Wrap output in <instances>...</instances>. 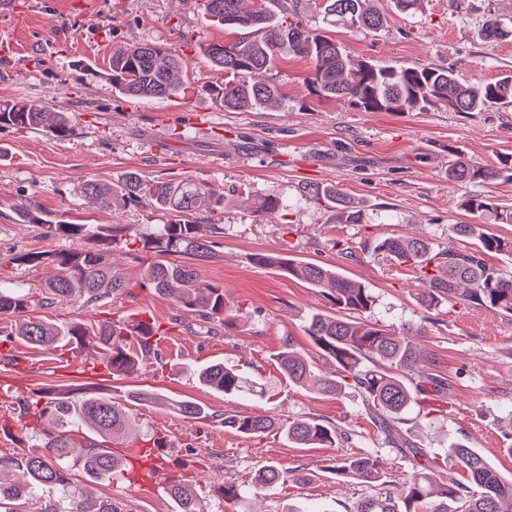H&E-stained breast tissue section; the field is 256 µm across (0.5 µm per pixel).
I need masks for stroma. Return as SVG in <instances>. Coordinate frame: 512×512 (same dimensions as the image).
<instances>
[{
	"mask_svg": "<svg viewBox=\"0 0 512 512\" xmlns=\"http://www.w3.org/2000/svg\"><path fill=\"white\" fill-rule=\"evenodd\" d=\"M386 23L374 32L343 26L326 29L355 58L394 66L450 68L465 81L489 82L512 75V39L484 40L488 18L512 21V0H420L415 11H399L394 0H377ZM241 29L202 16L196 0H0V101L22 100L50 112H63L76 136L58 139L48 130L0 126V285L40 292L57 270L48 263L13 265L19 252L71 249V240L51 235L48 223L65 220L93 227L120 224L127 239L109 261L129 288L87 305L74 298L34 309V318L61 325H88L142 315L164 326L158 359L137 372L115 376L106 369L89 375L91 348L57 355L15 340L19 366L0 361V379L11 395L0 394V416L11 414L12 396H34L56 388L74 398L98 394L126 405L138 423L139 438L158 433L176 450L169 458L179 471L188 452L199 493L210 512H235L220 502L215 486L227 482L249 488L262 465L304 469L302 482L289 481L248 497L250 512H351L368 487L337 480L331 466L341 458L381 455L387 481L398 488L411 465L389 452L354 393L325 398L312 388L289 383L276 355L285 339L312 358L315 373L327 365L316 357L304 326L316 312H332L317 289L274 268L251 263L258 253H286L323 264L363 283L375 297L372 320L384 326L422 327L420 341L433 355L435 369L452 388L433 414L412 412L410 428L440 471L463 477L450 454L462 442L512 477V316L464 302L432 309L417 301L412 268L377 251L385 238L428 237L436 248L453 245L452 225L469 222L464 199L482 191L512 206V182L476 187L448 180V150L456 148L472 164L494 167L512 154V106L469 115L427 111L366 112L346 101L324 100L304 85L309 62L296 55L264 72L285 99L277 108L228 112L218 93L224 74L207 60L212 42H232ZM157 43L176 49L187 84L165 99H137L119 93L106 79L113 46ZM135 172L146 182L193 179L213 185L224 207L200 215L216 224L213 254L198 262L202 279L224 287L228 306L246 311L240 327L196 326L175 302L155 295L144 283V261L153 255L145 241L169 213L141 201L109 210L88 206L81 193L89 180L119 185ZM333 186L358 201L362 224H338L319 195ZM281 197L288 207L256 214V202ZM37 209L42 223L23 218ZM346 243L347 253L332 249ZM221 362L257 378L262 398L226 400L201 386L196 369ZM148 389L204 405L208 417L183 418L155 404L129 400L134 389ZM278 412L283 418L312 416L345 430L332 448H301L282 432L245 437L220 424L226 412L249 415ZM72 481L85 495L111 501L118 512H178L164 487L120 480L92 481L74 468Z\"/></svg>",
	"mask_w": 512,
	"mask_h": 512,
	"instance_id": "35a3bbf8",
	"label": "stroma"
}]
</instances>
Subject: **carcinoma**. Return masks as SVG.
Instances as JSON below:
<instances>
[{
  "mask_svg": "<svg viewBox=\"0 0 512 512\" xmlns=\"http://www.w3.org/2000/svg\"><path fill=\"white\" fill-rule=\"evenodd\" d=\"M243 2L198 0L204 17L246 30L245 36L232 43H211L205 50L210 63L224 72L221 95L226 111L250 112L281 105L283 95L278 86L255 82L252 74L269 69L290 51L309 61L310 74L305 83L311 93L323 99L347 100L365 112L444 108L470 114L512 102V77L474 84L461 81L449 68L396 67L356 59L338 42L303 24L301 19L284 23L264 7L244 9ZM322 2L323 23L327 26L341 24L363 31L384 26L385 16L372 6V0ZM481 37L490 42L508 39L512 37V26L489 19L481 29ZM182 72L176 51L139 43L112 48L106 77L127 96L160 99L180 89ZM0 125L34 130L45 127L61 139L75 133L68 116L59 114L48 125L46 113L24 101L0 103ZM448 156L450 182L486 184L499 178L512 180L510 154L500 157L496 168L473 165L452 149ZM83 194L88 205L105 210L119 199L137 203L144 195L154 207L172 213L175 220L161 225L147 242L158 258L145 263L146 284L202 323L233 329L246 318L239 309L228 312L224 287L201 279L192 263L194 259L210 257L213 249V242L204 237L201 225L193 217L224 206V195L207 183L182 180L146 184L136 174L127 176L116 188L89 181ZM324 196L332 204L335 223L363 222L358 203L334 188ZM463 207L473 222L454 224L452 232L461 241H477L474 249L437 251L425 236L387 238L377 249L401 264L410 263L419 283L417 298L428 308L464 301L512 315V272L494 269L483 258L489 253L512 252V240L487 229L490 224H512V208L487 193L470 196ZM47 228L77 247L48 255L58 267V274L41 293L32 295L0 287L1 315L24 314L73 296L88 304L97 303L127 288L126 281L112 272L106 259L112 244L122 237L123 227L111 224L92 232L85 224L60 221ZM90 239L98 247L81 246ZM164 255H174L176 260H164ZM252 262L276 267L302 280L332 303L336 313H314L305 328L316 355L332 366V371L320 376L315 391L331 397L348 390L357 393L385 446L412 463L411 478L397 492L367 494L356 502L354 512H448L450 500L460 503V512H512V479L503 477L480 452L464 443L453 446L455 461L468 474V482L464 483L441 474L403 429L412 409L425 398L441 400L448 395L447 378L428 370L415 373L423 355L409 336L420 332L407 328L397 333L368 319L366 313L375 304L369 288L325 265L298 262L280 254H257ZM15 336L30 346L54 351L81 345L91 336L98 349L95 360L112 374L120 375L138 370L142 357L153 349L151 338L159 341L165 333L145 320L106 321L91 330L82 322L58 326L29 316L18 322L16 330L0 337V357L14 364L18 363L11 349ZM276 362L281 373L296 386H306L312 377V361L291 343L279 351ZM197 379L227 398L265 396L259 383L220 362L200 368ZM130 397L140 403L166 405L190 420L204 414L194 401L165 399L149 390H135ZM221 423L246 436L281 431L302 448H331L340 437L336 427L314 417L284 421L275 415L226 413ZM136 429V420L126 407L103 396H86L74 404L66 393L49 389L35 401L18 400L9 419L0 417V432H30L41 440V451L30 452L19 461L0 458V512H21L17 508L19 502L41 488L70 496L71 512H117L112 504L93 500L71 488V463H81L92 480L115 476L123 470V458L108 451L104 443L117 436H131ZM331 470L347 481L370 487L384 484L383 461L374 455L345 458ZM304 479L294 470L267 464L256 471L252 485L258 492L288 480ZM218 491L227 503L246 499L235 485L221 484ZM166 492L177 503L179 512H209L208 503L181 478L168 482Z\"/></svg>",
  "mask_w": 512,
  "mask_h": 512,
  "instance_id": "1",
  "label": "carcinoma"
}]
</instances>
